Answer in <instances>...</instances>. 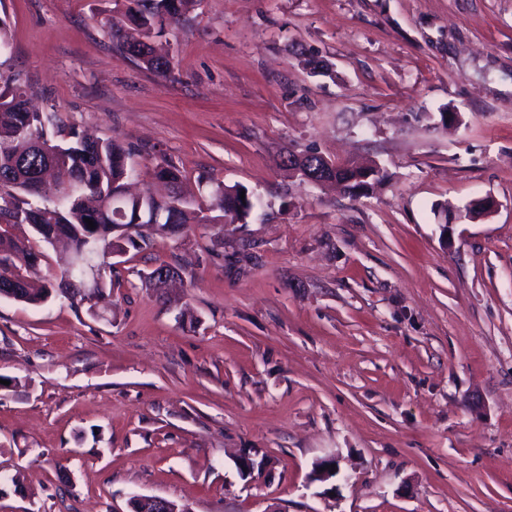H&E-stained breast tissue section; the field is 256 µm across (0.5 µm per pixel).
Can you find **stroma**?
<instances>
[{
	"label": "stroma",
	"mask_w": 512,
	"mask_h": 512,
	"mask_svg": "<svg viewBox=\"0 0 512 512\" xmlns=\"http://www.w3.org/2000/svg\"><path fill=\"white\" fill-rule=\"evenodd\" d=\"M114 8L0 0V71L130 147L139 191L167 159L192 205L204 177L261 207L114 265L104 317L0 299V512H512V0H198L166 79ZM289 150L388 178L353 197Z\"/></svg>",
	"instance_id": "stroma-1"
}]
</instances>
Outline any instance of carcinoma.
I'll return each instance as SVG.
<instances>
[{
	"instance_id": "1",
	"label": "carcinoma",
	"mask_w": 512,
	"mask_h": 512,
	"mask_svg": "<svg viewBox=\"0 0 512 512\" xmlns=\"http://www.w3.org/2000/svg\"><path fill=\"white\" fill-rule=\"evenodd\" d=\"M196 0H125V11L108 22V34L125 54L161 77H168L172 62L143 51L142 40H152L167 25H177ZM130 149L114 140H91L70 128L63 113L29 108L27 81L19 74L4 79L0 90V287L16 283L12 300L38 306L55 296L73 304L90 301L78 285L81 274L73 258L91 244L102 255L117 250L125 256L153 246L155 238H179L195 224H210L215 216L194 209L177 192L183 174L164 159L153 169L156 179L172 191L158 203L144 199L147 213L160 212V220L136 222V207L127 192L133 168ZM360 168L344 166L338 180L348 194L360 195L374 182L387 178L386 170L367 181ZM245 198H240V195ZM208 210L222 212L226 224H246L259 202L238 184L208 187ZM93 220L88 228L85 219ZM15 224L29 225L35 240L9 233ZM58 251L57 272L35 280L24 270L36 268L43 252L38 243Z\"/></svg>"
}]
</instances>
